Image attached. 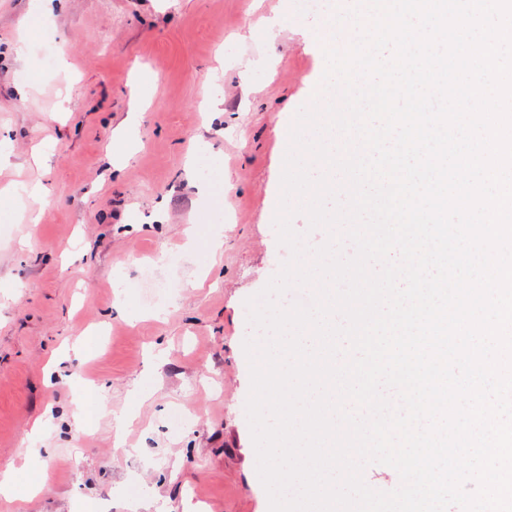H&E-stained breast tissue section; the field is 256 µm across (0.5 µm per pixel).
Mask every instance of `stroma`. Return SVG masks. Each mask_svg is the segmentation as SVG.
<instances>
[{"label": "stroma", "instance_id": "stroma-1", "mask_svg": "<svg viewBox=\"0 0 512 512\" xmlns=\"http://www.w3.org/2000/svg\"><path fill=\"white\" fill-rule=\"evenodd\" d=\"M288 11L55 0L46 18L0 0V472L52 414L36 496L0 497V512H268L245 409L243 343L262 333L246 301L289 253L274 225L288 133L330 24ZM25 32L33 72L15 54ZM80 336L87 353L63 358ZM85 382L107 410L79 424ZM175 411L189 422L174 427Z\"/></svg>", "mask_w": 512, "mask_h": 512}]
</instances>
